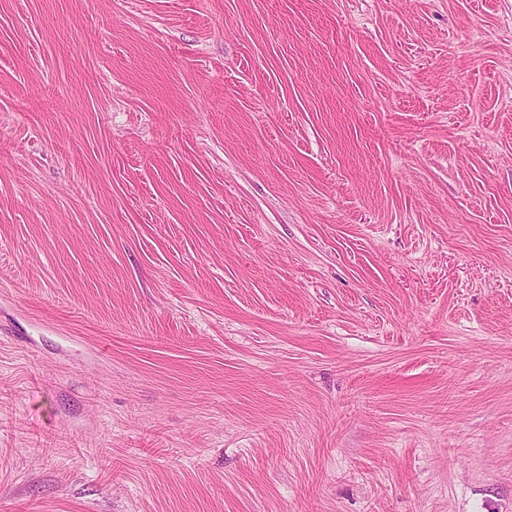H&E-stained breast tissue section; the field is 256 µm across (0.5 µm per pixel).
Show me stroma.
Masks as SVG:
<instances>
[{
	"mask_svg": "<svg viewBox=\"0 0 512 512\" xmlns=\"http://www.w3.org/2000/svg\"><path fill=\"white\" fill-rule=\"evenodd\" d=\"M0 512H512V0H0Z\"/></svg>",
	"mask_w": 512,
	"mask_h": 512,
	"instance_id": "1",
	"label": "stroma"
}]
</instances>
